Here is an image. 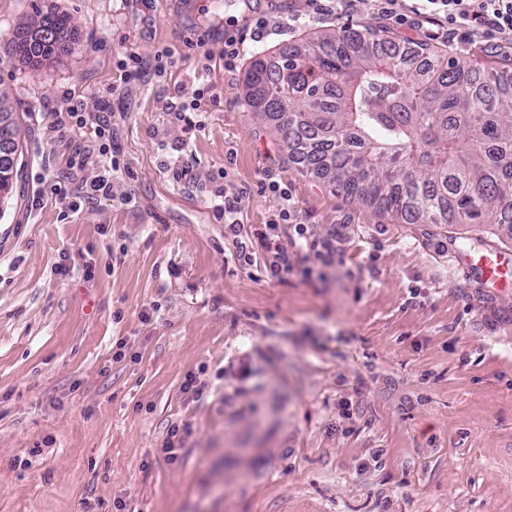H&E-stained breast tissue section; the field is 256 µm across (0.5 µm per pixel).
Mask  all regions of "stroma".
<instances>
[{"label": "stroma", "mask_w": 512, "mask_h": 512, "mask_svg": "<svg viewBox=\"0 0 512 512\" xmlns=\"http://www.w3.org/2000/svg\"><path fill=\"white\" fill-rule=\"evenodd\" d=\"M41 13L71 20L58 56L0 53L24 144L0 204V512H512V278L489 288L458 267L512 245L391 223L283 163L242 99L248 57L231 70L220 54L229 17L254 54L380 29L373 5L0 0V44ZM166 47L165 74L122 83L125 54ZM199 88L201 124L174 120ZM108 91L122 169L111 198L72 206L53 188L91 135L50 126L62 93L91 112ZM228 180L246 189L233 227L216 209ZM271 223L292 265L278 277L259 243ZM318 242L333 253L312 266ZM191 433V426L188 423H174L168 429L167 438L163 444V451L172 461L177 459L176 450H179L185 436Z\"/></svg>", "instance_id": "stroma-1"}]
</instances>
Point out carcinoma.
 Returning <instances> with one entry per match:
<instances>
[{
  "label": "carcinoma",
  "mask_w": 512,
  "mask_h": 512,
  "mask_svg": "<svg viewBox=\"0 0 512 512\" xmlns=\"http://www.w3.org/2000/svg\"><path fill=\"white\" fill-rule=\"evenodd\" d=\"M69 26L44 15L21 45L50 58ZM242 89L288 160L336 195L398 223L483 224L512 243V70L332 27L255 54ZM22 152L0 95V196L21 177Z\"/></svg>",
  "instance_id": "carcinoma-1"
}]
</instances>
